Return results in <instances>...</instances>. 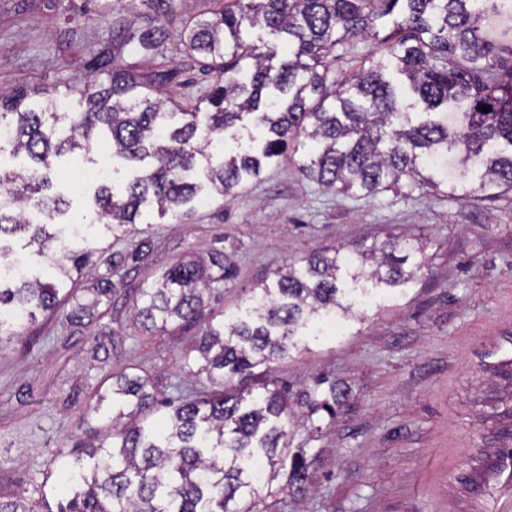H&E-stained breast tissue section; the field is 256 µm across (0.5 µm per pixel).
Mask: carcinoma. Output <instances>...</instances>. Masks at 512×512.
<instances>
[{
	"instance_id": "obj_1",
	"label": "carcinoma",
	"mask_w": 512,
	"mask_h": 512,
	"mask_svg": "<svg viewBox=\"0 0 512 512\" xmlns=\"http://www.w3.org/2000/svg\"><path fill=\"white\" fill-rule=\"evenodd\" d=\"M154 12L149 23L128 27L120 44L133 51H157L167 39L161 17L174 0H144ZM498 0H234L186 28L182 45L211 60L215 86L191 109L164 110L166 99L137 74L119 68L104 49L95 56L92 77L66 87L64 98L79 111H60L57 88L19 87L0 94V127L6 145L25 154L23 171L0 167V334H21L38 312L53 313L64 303L66 322L82 328L102 315L101 304L124 287L120 271L145 261L147 238H137L141 209L155 204L159 215L187 216L193 204L234 196L238 188L279 164L300 137L320 150L298 161L299 172L326 190L349 196H374L407 176L434 189L417 160L454 149L480 153L503 140L508 153L484 161L488 184L512 191V46L484 37L485 16ZM401 7L402 20L381 41L411 91L434 111L453 101L466 102L465 120L450 127L438 119L412 122L402 111L386 64L373 62L336 84L326 58L355 37L371 34L373 19ZM265 27L288 47L248 44L242 28ZM490 111H482V106ZM251 116L266 131L258 153H236L213 160L214 138ZM108 141L112 155L152 165L117 192L106 183L93 194L92 220L129 248L108 253L89 239L94 223L78 236L59 219L69 202L56 190L55 158L66 152L94 154ZM207 162L206 183L190 180L198 160ZM55 270L57 280L11 271L23 258L11 241ZM413 250L387 240L348 253L316 250L298 267L276 273L244 317L223 321L206 311V298L234 276V261L214 248L208 259L184 258L163 272L155 286L134 299V320L149 335L199 326L188 372L206 375L209 388L160 402L147 377L121 373L82 408V418L106 423L107 434L63 461L54 488L57 509L46 512H271L257 509L269 495L261 485L278 482V492L305 488L309 473L304 454L290 453L295 421L286 391L273 377V364L297 347V336L315 317L343 305L338 272L362 281L399 287L421 266L405 268ZM104 272H97L98 268ZM94 276L93 299L80 301L73 284L86 271ZM310 414L334 412L344 393L331 384L324 393L304 392ZM142 417L137 424L123 419ZM265 464L261 481L252 461ZM0 512H37L16 496H0Z\"/></svg>"
}]
</instances>
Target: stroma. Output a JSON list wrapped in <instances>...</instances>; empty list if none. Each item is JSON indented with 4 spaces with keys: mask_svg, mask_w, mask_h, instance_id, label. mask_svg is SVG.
<instances>
[{
    "mask_svg": "<svg viewBox=\"0 0 512 512\" xmlns=\"http://www.w3.org/2000/svg\"><path fill=\"white\" fill-rule=\"evenodd\" d=\"M216 0H176L163 18L168 32L155 53L122 50L117 64L150 79L172 101L193 105L215 74L184 51L180 36ZM142 0H118L108 21L96 0H0V91L19 85L64 89L83 81L92 59L140 21ZM398 19L375 21L376 37H358L327 61L337 80L379 60L380 36ZM456 192H433L403 179L372 197L345 196L305 179L294 157L282 158L236 198L198 203L186 217L143 211L138 228L152 243L147 261L124 270L101 322L114 337L96 359L86 328L62 315L39 316L19 336L0 338V493L40 498L59 457L92 442L81 408L107 374L148 376L155 392L203 383L181 368L197 331L149 336L133 321L138 289L173 263L213 248L232 255L236 275L211 297L214 313L245 311L256 288L319 248L372 245L395 237L419 243L422 269L406 284L373 287L368 305L342 318L341 330H303L298 349L275 366L289 405L320 377L346 395L335 416H312L321 431L298 430L311 484L281 494L278 512H504L512 497L490 470L512 452V191L483 186L480 174L456 180Z\"/></svg>",
    "mask_w": 512,
    "mask_h": 512,
    "instance_id": "1",
    "label": "stroma"
}]
</instances>
